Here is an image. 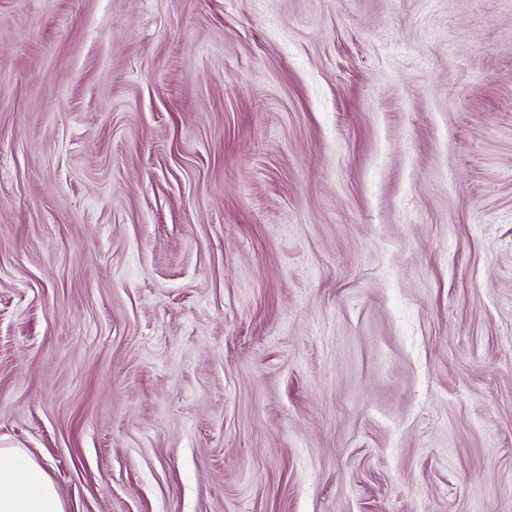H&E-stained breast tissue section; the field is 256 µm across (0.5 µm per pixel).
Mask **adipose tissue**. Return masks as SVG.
Returning a JSON list of instances; mask_svg holds the SVG:
<instances>
[{"instance_id": "ef3b65f1", "label": "adipose tissue", "mask_w": 512, "mask_h": 512, "mask_svg": "<svg viewBox=\"0 0 512 512\" xmlns=\"http://www.w3.org/2000/svg\"><path fill=\"white\" fill-rule=\"evenodd\" d=\"M0 512H66L46 466L25 449L0 448Z\"/></svg>"}]
</instances>
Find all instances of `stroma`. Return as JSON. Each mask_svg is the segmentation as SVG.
<instances>
[{
    "label": "stroma",
    "instance_id": "obj_1",
    "mask_svg": "<svg viewBox=\"0 0 512 512\" xmlns=\"http://www.w3.org/2000/svg\"><path fill=\"white\" fill-rule=\"evenodd\" d=\"M0 445L66 512H512V0H0Z\"/></svg>",
    "mask_w": 512,
    "mask_h": 512
}]
</instances>
